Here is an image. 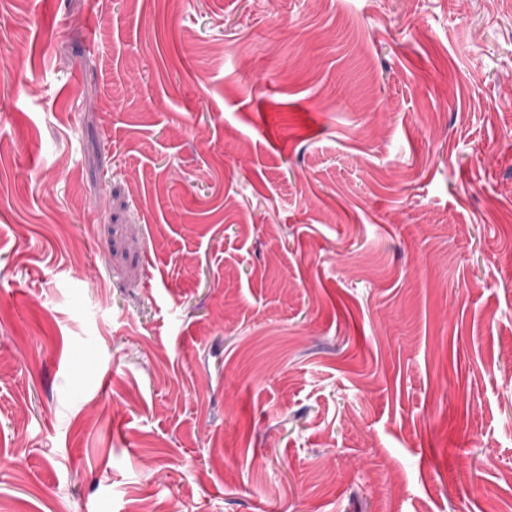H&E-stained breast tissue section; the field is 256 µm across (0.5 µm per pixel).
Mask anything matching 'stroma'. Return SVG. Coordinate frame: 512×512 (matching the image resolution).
<instances>
[{
    "mask_svg": "<svg viewBox=\"0 0 512 512\" xmlns=\"http://www.w3.org/2000/svg\"><path fill=\"white\" fill-rule=\"evenodd\" d=\"M0 512H512V0H0Z\"/></svg>",
    "mask_w": 512,
    "mask_h": 512,
    "instance_id": "35a3bbf8",
    "label": "stroma"
}]
</instances>
